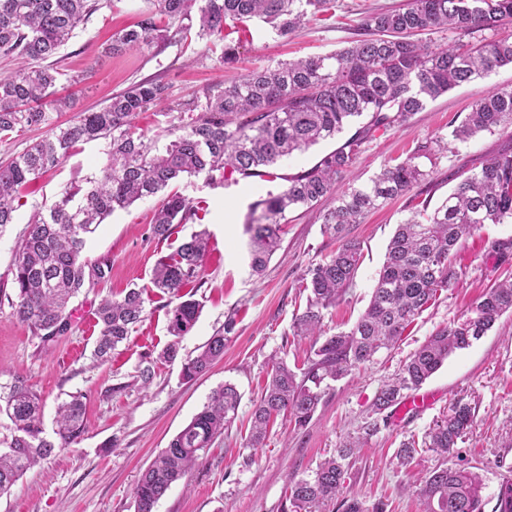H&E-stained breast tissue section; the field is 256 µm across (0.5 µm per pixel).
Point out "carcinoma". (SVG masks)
<instances>
[{
    "label": "carcinoma",
    "mask_w": 512,
    "mask_h": 512,
    "mask_svg": "<svg viewBox=\"0 0 512 512\" xmlns=\"http://www.w3.org/2000/svg\"><path fill=\"white\" fill-rule=\"evenodd\" d=\"M136 27L112 34L107 51L119 54L155 42L176 43L186 36L184 20L198 8L199 35L227 37L258 18L286 35L309 13H327L334 0H150ZM100 0H0V57L17 67L0 76V135H21L47 128L23 153L0 164V228L13 223L19 189L58 167L78 144L100 141L107 163L98 173L75 178L45 211L37 209L16 245L11 289L0 287L12 316L27 325L41 342L72 332L70 303L85 286L108 282L112 260L84 255L88 238L117 209L161 196L150 227L166 240L173 226L197 215L192 201L165 189L180 178L205 177L209 184L236 176L270 178L280 159L303 153L332 139L358 118L364 122L311 168L284 178L277 192L250 205V266L262 272L281 243L282 225L297 208L308 210L337 191L365 146L379 132L409 124L427 101L469 83L497 67L512 65V35L471 44L464 39L512 18V0H409L402 8L361 18L363 38L336 52L256 67L234 83L217 85L205 101L178 103V124L164 147L136 132L134 120L168 99L166 85L141 80L112 96L95 112H80L66 126H51L50 114L63 112L68 99L55 96L58 72L44 61L58 53L75 30L96 11ZM169 23L161 26L157 16ZM445 32L448 41L429 44L415 36ZM512 126V88L500 89L475 103L453 136L459 141ZM448 151L441 138L427 141L405 159L387 165L361 186L348 185L336 205L322 214L325 233L336 237L335 252L305 273L306 307L293 322L297 336H320L325 314L352 287L362 258L361 242L348 227L372 209L403 196L430 176ZM512 222V151L490 158L466 176L433 211L415 210L387 245L367 309L347 332L336 333L296 372L284 362L273 365L271 379L252 410L249 443L259 445L271 419L288 413L304 426L324 394L322 384L338 381L352 369L390 348L414 317L458 277L453 257L465 236L484 224ZM206 233L191 235L153 271V287L169 297L168 331L174 340L163 351L173 360L180 339L196 323L201 305L185 299L182 288L201 279L208 250ZM500 261L512 260V236L492 242ZM143 292L132 288L123 298H105L96 310L99 335L93 359L109 360L112 351L141 321ZM512 312V279L489 289L465 318L438 329L405 362L395 380L384 384L374 401L383 412L417 391L457 350L466 349L499 318ZM233 321L224 323L203 350L182 364L186 379L206 371L224 356V341ZM240 404L235 386L212 392L203 408L179 431L148 468L134 490L135 512H154L169 488L182 480L209 449L215 436L234 419ZM9 435L0 438V493L55 449L78 443L85 432L83 402L71 396L58 404L53 433L45 436L40 396L17 379L0 395V415ZM472 423V408L457 400L427 433L428 447L442 454L457 447ZM359 442L348 441L309 477L292 481L291 512L313 509L336 500L344 485L345 460ZM424 512H485L480 476L465 468L434 470L418 489ZM493 512H512V481L501 484Z\"/></svg>",
    "instance_id": "1"
}]
</instances>
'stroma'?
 <instances>
[{
  "label": "stroma",
  "mask_w": 512,
  "mask_h": 512,
  "mask_svg": "<svg viewBox=\"0 0 512 512\" xmlns=\"http://www.w3.org/2000/svg\"><path fill=\"white\" fill-rule=\"evenodd\" d=\"M102 2V9L51 60L60 73L59 93L70 96L78 112L103 108L113 94L143 79L164 83L173 104L204 97L245 69L335 52L358 39L362 13L393 9L407 0H336L334 14L308 17L285 36L268 24L250 21L249 33L238 45V60L229 65L220 61L223 41L194 34L165 46L106 55L103 46L113 32L133 25L151 4ZM510 87L512 66L497 68L427 102L410 126L377 134L359 155L352 176L362 183L427 139L448 141V155L428 182L350 225L351 236L363 245V257L353 287L324 318L326 334L351 329L367 307L397 224L422 203L439 206L464 177L498 153L512 150V127L466 142L451 137L453 124L478 99ZM337 145L334 139L324 141L280 162L273 182L249 178L210 185L192 177L171 183L170 191L198 203L200 211L165 241L149 236L157 199L115 211L85 248L88 256L111 257L112 277L107 284L82 290L74 302L76 327L67 336L41 344L26 325L12 318L8 305L0 306V392L8 393L14 379H23L41 394L48 424L68 394H83L86 405V430L78 444L42 461L0 494V512H134V489L142 471L202 409L211 392L226 383L234 384L241 395L235 421L159 500L155 512H283L292 480L313 474L351 438L360 439L362 446L346 462L342 496L357 499L365 512L378 507L383 512H422L416 488L441 465L478 472L486 506L494 508L503 479L512 474V313L504 314L470 347L451 355L426 381L424 391L435 394L436 400L425 412L396 424L376 413L372 403L381 386L434 331L458 320L487 289L512 274V261L501 262L489 253L493 240L512 236V223L486 224L469 237L454 256L457 282L415 318L392 349L332 383L309 423L298 427L278 417L261 445H248L250 414L272 361L303 367L322 342L318 336L294 335L292 323L305 307V271L328 258L336 241L323 232L318 212L295 218L284 225L281 247L259 276L250 267L246 216L260 195L280 190L281 176L309 169ZM105 162L101 143L81 144L63 164L20 190L13 223L0 228V282L11 280L15 246L33 212L50 206L74 178L98 172ZM199 231L207 233L210 243L202 279L192 290L201 313L179 344L181 357L195 353L227 318H234L235 326L223 359L186 381L179 360L158 358L171 337L167 300L157 295L151 276L162 256ZM130 288L143 290L145 317L108 362L94 364L91 353L99 334L94 312L103 298L121 297ZM146 367L152 379L145 387L140 372ZM459 399L472 408L471 429L454 453L437 454L422 440ZM409 439L418 445L404 462L397 451L401 441Z\"/></svg>",
  "instance_id": "1"
}]
</instances>
